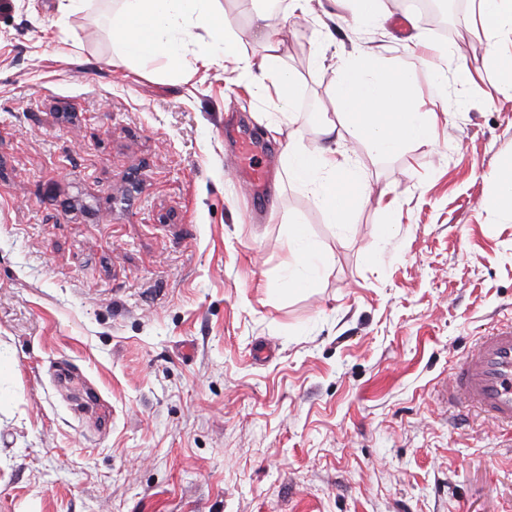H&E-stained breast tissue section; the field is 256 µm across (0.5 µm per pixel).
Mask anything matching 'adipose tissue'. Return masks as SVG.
Here are the masks:
<instances>
[{"label": "adipose tissue", "mask_w": 512, "mask_h": 512, "mask_svg": "<svg viewBox=\"0 0 512 512\" xmlns=\"http://www.w3.org/2000/svg\"><path fill=\"white\" fill-rule=\"evenodd\" d=\"M216 0H121L112 17V38L122 56L145 67L158 60L179 63L185 54L191 29H204L209 41L200 43L195 58L208 65L216 61L233 66L261 90L289 104L295 79L285 70L277 53L280 23L267 6L254 11L267 52L254 63L240 55L238 34L225 26L215 8ZM336 97L342 121L324 119L319 133L333 140L361 138L382 153L398 151L412 138L429 139L435 133L436 115L420 111L407 72L391 69L370 58L343 62L337 69ZM289 178L312 189L335 223L348 220L351 200L340 188V173L355 186L361 176L351 172L347 157L334 148L311 147L289 138L286 149Z\"/></svg>", "instance_id": "adipose-tissue-1"}]
</instances>
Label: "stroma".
<instances>
[{"label": "stroma", "mask_w": 512, "mask_h": 512, "mask_svg": "<svg viewBox=\"0 0 512 512\" xmlns=\"http://www.w3.org/2000/svg\"><path fill=\"white\" fill-rule=\"evenodd\" d=\"M221 3L260 60L250 0ZM58 4L0 0V512H512V428L440 394L512 321V215L482 204L512 166V93L474 0L450 43L390 0L369 26L347 0L288 18L286 112L191 54L175 74L123 61L118 0ZM358 55L409 72L438 121L391 155L354 142L368 196L337 224L266 126L320 145ZM230 122L263 145L264 202ZM294 223L324 260L307 288ZM60 367L105 419L74 416Z\"/></svg>", "instance_id": "1"}]
</instances>
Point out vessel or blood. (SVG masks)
Returning <instances> with one entry per match:
<instances>
[{"label":"vessel or blood","mask_w":512,"mask_h":512,"mask_svg":"<svg viewBox=\"0 0 512 512\" xmlns=\"http://www.w3.org/2000/svg\"><path fill=\"white\" fill-rule=\"evenodd\" d=\"M256 143L242 138L239 164L252 197H260L268 183L267 169L252 165ZM448 402L478 408L494 421L512 426V322L483 336L466 353L445 386Z\"/></svg>","instance_id":"vessel-or-blood-1"}]
</instances>
